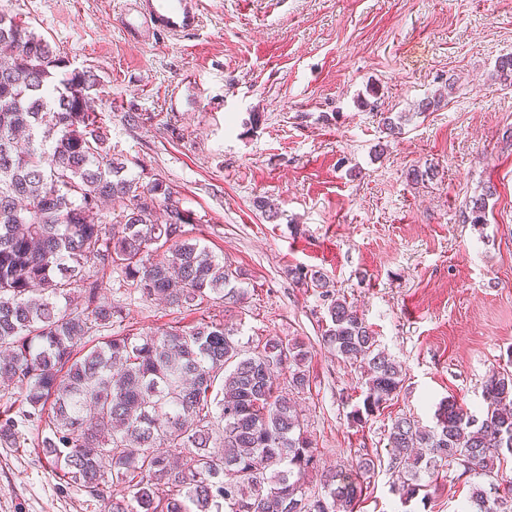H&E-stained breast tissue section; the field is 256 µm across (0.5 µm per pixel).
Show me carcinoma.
Masks as SVG:
<instances>
[{"instance_id":"obj_1","label":"carcinoma","mask_w":512,"mask_h":512,"mask_svg":"<svg viewBox=\"0 0 512 512\" xmlns=\"http://www.w3.org/2000/svg\"><path fill=\"white\" fill-rule=\"evenodd\" d=\"M100 86L93 69L69 68L0 9V380L18 388L0 405L38 421L43 456L108 512H354L372 459L308 486L319 459L288 398L309 386L303 341L269 336L250 351L215 316L188 332L118 330L123 306L103 300L101 273L187 311L236 303L244 289L233 285L240 272L186 236L195 219L177 191L128 174L112 154L90 105ZM116 198L124 207L104 211ZM485 209L471 200L467 221L486 223ZM288 275L322 289L324 347L367 366L352 412L363 422L400 389L401 366L323 274ZM484 400L479 416L448 400L430 428L392 423L389 465L403 494L420 490V474L455 465L486 478L472 488L473 512H512V481L495 472L512 455V374L491 375ZM1 437L21 442L18 421L1 420Z\"/></svg>"}]
</instances>
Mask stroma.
I'll return each mask as SVG.
<instances>
[{
  "label": "stroma",
  "mask_w": 512,
  "mask_h": 512,
  "mask_svg": "<svg viewBox=\"0 0 512 512\" xmlns=\"http://www.w3.org/2000/svg\"><path fill=\"white\" fill-rule=\"evenodd\" d=\"M206 4L195 33L135 46L115 20L120 0H0L71 67L94 68L113 153L178 191L189 235L240 269L246 290L238 306L192 312L116 287L104 296L136 333L217 314L253 345L299 338L310 386L295 399L322 472L375 464L356 512H460L480 476L444 470L404 498L388 435L401 417L432 426L447 399L480 413L489 376L512 373V85L497 71L512 54V0ZM399 112L402 131L388 135L382 117ZM482 194L485 223L463 222ZM295 267L321 271L402 367L400 391L364 423L351 421L362 371L324 348L322 296L291 281ZM0 512L107 506L36 448L1 443Z\"/></svg>",
  "instance_id": "1"
}]
</instances>
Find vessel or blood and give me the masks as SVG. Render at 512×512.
I'll use <instances>...</instances> for the list:
<instances>
[{
  "label": "vessel or blood",
  "instance_id": "vessel-or-blood-1",
  "mask_svg": "<svg viewBox=\"0 0 512 512\" xmlns=\"http://www.w3.org/2000/svg\"><path fill=\"white\" fill-rule=\"evenodd\" d=\"M204 0H123L119 25L129 40L145 44L147 37H181L198 30Z\"/></svg>",
  "mask_w": 512,
  "mask_h": 512
}]
</instances>
